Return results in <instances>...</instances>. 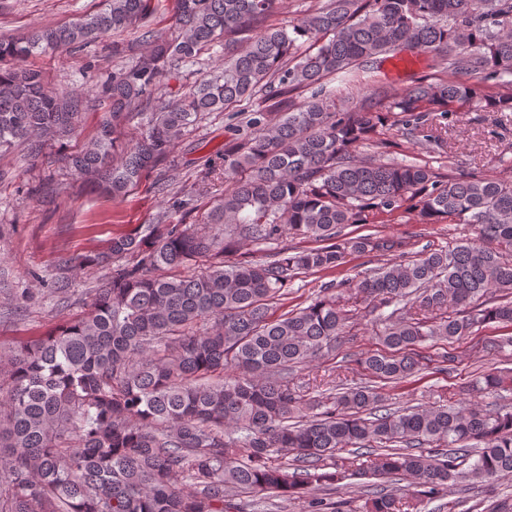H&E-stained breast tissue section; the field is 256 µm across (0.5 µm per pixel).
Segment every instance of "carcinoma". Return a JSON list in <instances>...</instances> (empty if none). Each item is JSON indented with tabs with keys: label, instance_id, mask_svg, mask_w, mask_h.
Instances as JSON below:
<instances>
[{
	"label": "carcinoma",
	"instance_id": "carcinoma-1",
	"mask_svg": "<svg viewBox=\"0 0 512 512\" xmlns=\"http://www.w3.org/2000/svg\"><path fill=\"white\" fill-rule=\"evenodd\" d=\"M148 0H108L67 24L0 40V152L36 151L79 135L81 93L61 95L26 61L135 31L140 52L101 88L107 112L84 147L59 158L105 194L175 166L172 150L206 112L258 93L282 109L246 116L249 134L208 159L199 183L231 182L199 224H149L85 262L108 270L87 312L27 340L0 363V512H240L261 493L293 499L347 477L348 451L375 456L354 476L419 488L376 489L364 512H420L456 487L512 478V407L384 408L383 386L421 375L446 344L490 323L512 326V176L443 173L416 162L361 158L388 130L416 136L460 107L512 112V0H313L286 24L276 0H177L172 35L147 19ZM307 42L316 43L305 49ZM224 62L188 93L166 80L202 51ZM430 55L435 73L400 92L348 104L324 90L381 55ZM463 74L469 81L450 80ZM498 88L481 91L485 83ZM309 93L300 103L296 98ZM141 116L127 145L119 130ZM408 213L420 224H470L474 239L408 252L409 243L352 224ZM317 246L274 247L261 260L228 255L240 241L275 244L283 229ZM400 253L363 277L326 282L308 306L276 314L288 282L334 270L350 253ZM199 262L203 270H178ZM378 315L382 348L359 358L369 381L334 384L321 399L294 372L349 335V305ZM512 390V371L481 373L471 392Z\"/></svg>",
	"mask_w": 512,
	"mask_h": 512
}]
</instances>
